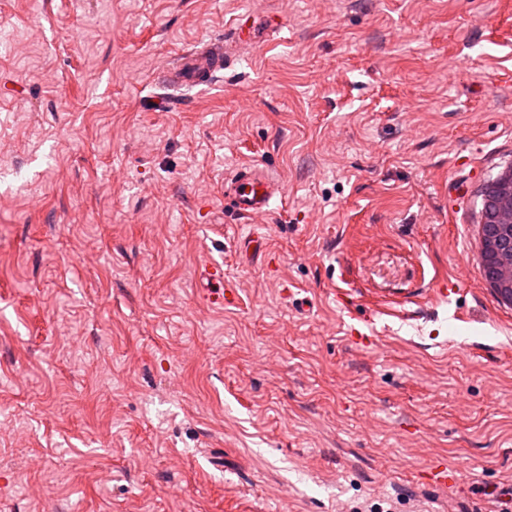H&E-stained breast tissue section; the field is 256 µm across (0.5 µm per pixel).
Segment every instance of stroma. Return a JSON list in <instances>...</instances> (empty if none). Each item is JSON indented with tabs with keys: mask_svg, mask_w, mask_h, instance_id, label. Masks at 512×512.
Masks as SVG:
<instances>
[{
	"mask_svg": "<svg viewBox=\"0 0 512 512\" xmlns=\"http://www.w3.org/2000/svg\"><path fill=\"white\" fill-rule=\"evenodd\" d=\"M248 11L285 26L152 103ZM0 32V512H496L512 0H0ZM243 162L283 184L258 225L218 193ZM210 260L239 305L201 299ZM492 178L481 191V221L479 224V235L481 243V251L479 254V266L482 275L489 285L494 281L495 272L483 260V249H490L492 243L497 240V245L500 246L503 242L502 238H507L509 228H512V169L511 166L504 170L495 182L490 186V203L493 208L494 223L492 216L487 206V197L489 196L487 190ZM498 224L502 238H496L495 226ZM486 259L499 272V281L494 285L495 288L499 285H507L510 288L512 285V255L510 251L506 253L503 249L500 251L490 250L487 252ZM456 470L449 468L443 460L436 459L429 467L424 477L426 483L431 486L441 487L450 486L454 480Z\"/></svg>",
	"mask_w": 512,
	"mask_h": 512,
	"instance_id": "35a3bbf8",
	"label": "stroma"
}]
</instances>
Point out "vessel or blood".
<instances>
[{
	"mask_svg": "<svg viewBox=\"0 0 512 512\" xmlns=\"http://www.w3.org/2000/svg\"><path fill=\"white\" fill-rule=\"evenodd\" d=\"M264 38V33L256 25H233L223 38L179 53L167 70L165 79L175 85H211L214 73L231 60L241 46H257ZM281 192L280 182L270 175L268 168L255 163L239 165L219 190L225 208L252 219L266 216L273 200ZM199 277L206 283L203 299L210 307L221 309L239 304L241 296L229 281L223 264L204 263L199 268ZM455 475L454 469L438 459L429 467L425 481L435 487L447 486Z\"/></svg>",
	"mask_w": 512,
	"mask_h": 512,
	"instance_id": "vessel-or-blood-1",
	"label": "vessel or blood"
}]
</instances>
